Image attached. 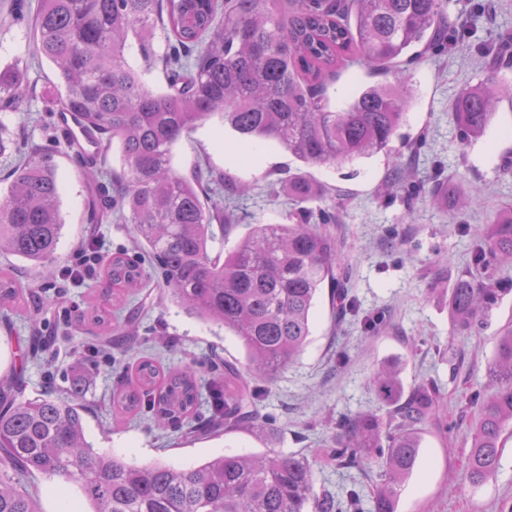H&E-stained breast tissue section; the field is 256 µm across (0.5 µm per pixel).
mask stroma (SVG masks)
<instances>
[{
	"instance_id": "stroma-1",
	"label": "stroma",
	"mask_w": 512,
	"mask_h": 512,
	"mask_svg": "<svg viewBox=\"0 0 512 512\" xmlns=\"http://www.w3.org/2000/svg\"><path fill=\"white\" fill-rule=\"evenodd\" d=\"M36 6L37 0H0V68L28 64L37 88L31 109H0V120L55 165L65 224L49 263L54 278H45L25 260L0 254V267H9L20 283L57 297L54 306L37 313L0 310V380L20 378L23 401L41 398L49 388L57 397H69L74 381H81L87 436L98 453L135 465L164 461L191 468L218 453L259 454L269 448L296 452L312 464L317 492L343 498L357 489L361 512H369L381 480L380 465L345 468L325 450L344 435L341 417L384 414L369 377L394 363L404 391L431 380L443 393L440 418L423 431L422 450L400 491L397 512H512V429L502 436L495 476L477 488L466 477L476 416L470 397L486 390L498 338L512 327V292L502 296L484 324L468 333L456 332L448 313V292L467 270L473 245L512 208V102L502 101L486 133L469 142L461 140L451 112L462 88L485 80L489 47L512 36V0H448L449 19L470 10L475 25L468 31L449 28L453 52H430L410 64L415 101L391 143L392 154L342 165H305L279 145L265 142L256 163L234 158V135L216 138L214 119L178 143V174L189 177L209 170L251 188L229 203L235 221L224 229L228 250L253 225L287 223L291 206L284 187L289 176L301 173L328 189L336 200L332 231L358 307L357 316L339 320L329 289H322L303 354L270 384L260 404L270 422L265 434L238 429L195 439L157 428L147 414L124 424L114 422L118 374L112 355L100 348L93 330L78 322L88 294L102 288V280L93 273L77 285L62 283L61 275L76 253L130 251L135 237L131 225L116 220L86 221V184L50 110L55 72L35 56L30 21ZM400 165L407 167L411 180L438 174L460 186L480 185L482 193L457 218L403 188L384 196L382 187L397 179ZM381 312L389 316L387 325L365 333L362 317ZM116 313L132 319L136 327L134 356L151 355L169 368L195 364L202 387L218 376L214 358L246 360L235 336L189 315L155 281H147ZM134 356L123 358V365H131Z\"/></svg>"
}]
</instances>
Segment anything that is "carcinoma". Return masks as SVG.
<instances>
[{
    "mask_svg": "<svg viewBox=\"0 0 512 512\" xmlns=\"http://www.w3.org/2000/svg\"><path fill=\"white\" fill-rule=\"evenodd\" d=\"M448 0H38L32 29L36 55L55 68L53 111L73 112L84 128L111 147L119 143L120 187L106 176V160L76 153L86 181L92 223L116 218L133 225L147 248L145 263L124 252L93 258L105 287L84 319L100 339L123 352L130 324L112 325V308L150 277L198 317L224 327L241 343L243 367L224 361V383L211 387L207 420L196 416L198 371L163 370L150 356L138 358L114 394V410L135 415L148 408L161 428L213 435L247 427L268 429L254 406L265 389L303 353L312 312L324 284L331 286L336 315L355 311L341 275L336 206L313 213L309 203L326 192L306 177L288 178L294 205L291 224H256L220 257L212 243L224 236L231 215L224 194L198 176L176 173L174 146L214 117L247 150L272 141L303 164H335L392 152L391 142L412 106L409 76L396 70L404 56L416 58L448 44ZM162 32L167 52L155 53ZM137 40L147 65L160 64L168 83L161 91L126 60L128 38ZM386 76L354 89L333 110L327 87L352 63ZM502 49L486 80L465 88L453 105L463 139L477 138L491 124L497 103L512 100V83L499 77ZM26 70L0 72V102H28ZM0 155L18 156L12 181L0 197V253L40 266L57 248L64 222L56 170L45 156L17 139L4 140ZM410 191L453 215L480 193L445 187L435 178ZM478 271L460 276L448 293L454 327L468 333L483 323L507 289L497 277L512 266V215L471 253ZM0 268V309L50 306ZM491 392L478 399L467 470L480 486L498 468L501 435L512 425V329L498 339L489 366ZM386 417L363 412L341 421L343 441L327 449L335 460L357 466L378 463L382 482L372 512H396L401 486L420 453L419 426L439 417L441 392L420 383L403 394L398 369L382 366L370 378ZM14 381L0 383V512H38L36 476L75 481L87 512H345V505L315 490L314 470L300 455L269 449L260 455L224 454L183 470L152 463L133 465L99 454L85 439L79 386L65 400L46 396L18 402Z\"/></svg>",
    "mask_w": 512,
    "mask_h": 512,
    "instance_id": "obj_1",
    "label": "carcinoma"
}]
</instances>
